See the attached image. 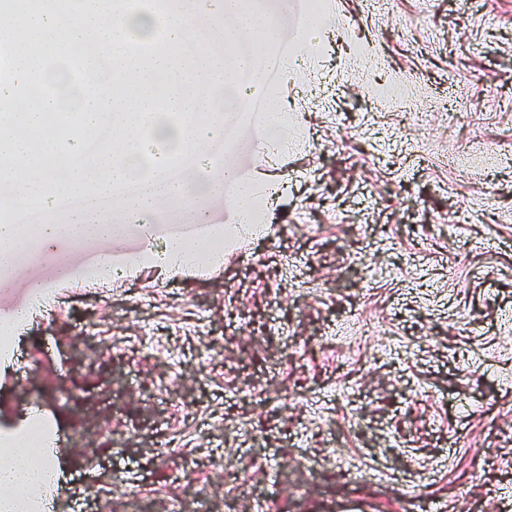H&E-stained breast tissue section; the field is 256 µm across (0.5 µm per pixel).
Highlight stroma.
Here are the masks:
<instances>
[{"mask_svg": "<svg viewBox=\"0 0 512 512\" xmlns=\"http://www.w3.org/2000/svg\"><path fill=\"white\" fill-rule=\"evenodd\" d=\"M331 12L269 50L302 55L279 85L284 150L262 151L259 114L224 128L232 162L284 187L264 235L174 274L166 227L191 211L162 207L152 241L109 245L121 276L71 275L58 252L108 246L62 240L0 281V305L56 285L0 363V429L39 400L60 487L106 475L112 512H512V0ZM310 19L312 21V25L309 28L303 29L308 25L309 17L305 14H296L293 17V20H291L285 28L288 29L289 27L293 30L301 29L298 32L300 38L304 42H309L313 40L323 28L330 24L331 17L326 11H323L321 13H314Z\"/></svg>", "mask_w": 512, "mask_h": 512, "instance_id": "stroma-1", "label": "stroma"}]
</instances>
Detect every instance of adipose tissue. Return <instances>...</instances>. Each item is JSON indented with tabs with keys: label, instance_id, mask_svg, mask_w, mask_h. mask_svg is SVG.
I'll use <instances>...</instances> for the list:
<instances>
[{
	"label": "adipose tissue",
	"instance_id": "1",
	"mask_svg": "<svg viewBox=\"0 0 512 512\" xmlns=\"http://www.w3.org/2000/svg\"><path fill=\"white\" fill-rule=\"evenodd\" d=\"M79 21L68 30L66 41L58 43L59 57L70 54L71 45L87 48L89 81L77 84L72 102L79 104L81 122L89 132L111 115L122 116L113 125L108 142L88 149L82 141H65L44 134L49 113L59 112L65 100L46 92L32 97L21 113H0V134L10 133L8 153L14 164L0 169V181L12 187V203L25 205L30 197L41 198L46 210H53L57 194L79 191L92 178L102 187L126 183L137 176L144 159H153L156 167L184 156L195 158L192 181H178L175 189L165 190L148 199L117 198L115 213L139 212L150 217L157 204L171 210L182 209L187 202L201 204L215 195L222 177L202 153L210 139L223 130L213 120L212 101L222 97L234 111L248 105L244 72H257L255 54L234 59L212 51L210 42H235L239 31L258 30L275 34L281 19L268 13L261 0H224L223 24L210 26L207 40L197 41L192 54H185L192 16L211 14L210 0H173L172 8L160 13L123 12L120 28L102 19L100 0H79ZM167 88L164 99H156L154 89ZM127 224L106 225L103 217L83 216L73 223L48 222L25 227L12 220L0 221V271L19 268L21 242L40 243L64 238L73 244L106 238H121ZM249 224L213 225L206 241H169L165 260L167 268H183L196 259L212 256L214 240L224 244L254 235Z\"/></svg>",
	"mask_w": 512,
	"mask_h": 512
}]
</instances>
